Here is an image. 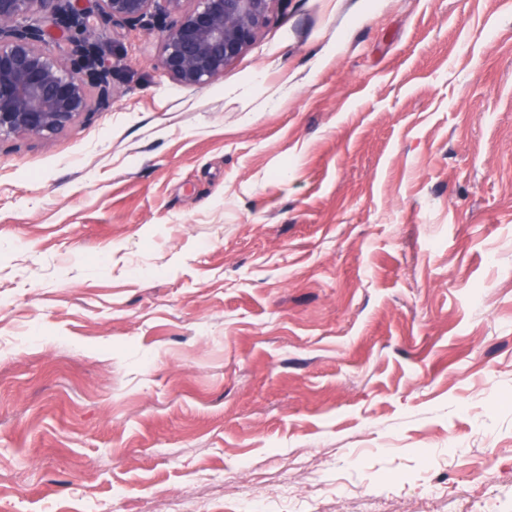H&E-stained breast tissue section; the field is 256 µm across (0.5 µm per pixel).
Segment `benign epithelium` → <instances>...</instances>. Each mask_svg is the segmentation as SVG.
<instances>
[{
	"instance_id": "benign-epithelium-1",
	"label": "benign epithelium",
	"mask_w": 512,
	"mask_h": 512,
	"mask_svg": "<svg viewBox=\"0 0 512 512\" xmlns=\"http://www.w3.org/2000/svg\"><path fill=\"white\" fill-rule=\"evenodd\" d=\"M277 0H0V138H47L112 104L95 25L161 32L160 66L201 87L265 27Z\"/></svg>"
}]
</instances>
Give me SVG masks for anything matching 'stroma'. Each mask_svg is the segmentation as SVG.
Segmentation results:
<instances>
[{
	"mask_svg": "<svg viewBox=\"0 0 512 512\" xmlns=\"http://www.w3.org/2000/svg\"><path fill=\"white\" fill-rule=\"evenodd\" d=\"M100 42L0 140V512H512V0H277L204 87Z\"/></svg>",
	"mask_w": 512,
	"mask_h": 512,
	"instance_id": "stroma-1",
	"label": "stroma"
}]
</instances>
